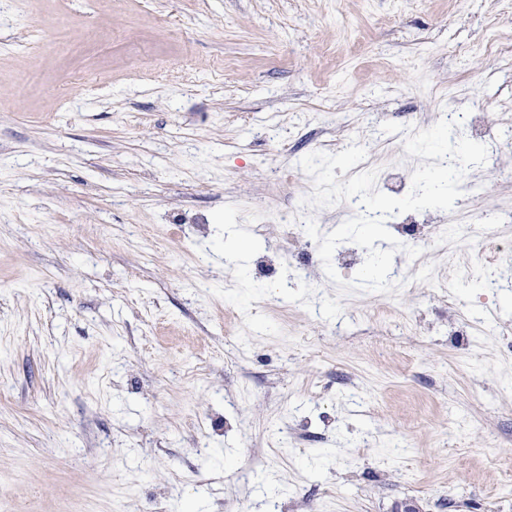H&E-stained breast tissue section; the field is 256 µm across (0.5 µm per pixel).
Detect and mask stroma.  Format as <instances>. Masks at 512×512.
Returning a JSON list of instances; mask_svg holds the SVG:
<instances>
[{
	"instance_id": "35a3bbf8",
	"label": "stroma",
	"mask_w": 512,
	"mask_h": 512,
	"mask_svg": "<svg viewBox=\"0 0 512 512\" xmlns=\"http://www.w3.org/2000/svg\"><path fill=\"white\" fill-rule=\"evenodd\" d=\"M511 37L512 0H0V512H512ZM445 92L485 165L324 319L274 216L354 212L300 160L405 196Z\"/></svg>"
}]
</instances>
